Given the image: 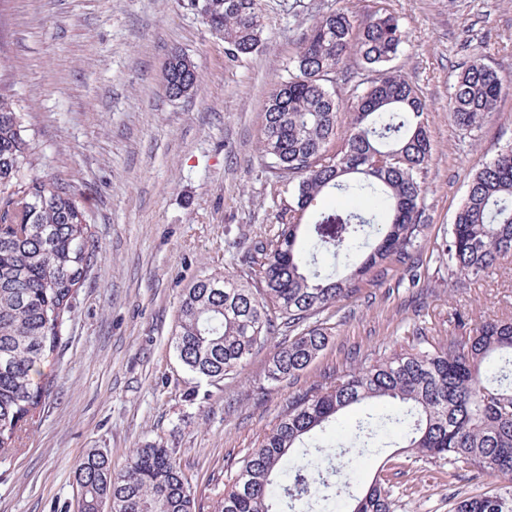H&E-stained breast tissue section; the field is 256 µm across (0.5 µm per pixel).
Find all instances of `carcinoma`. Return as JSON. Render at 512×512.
I'll list each match as a JSON object with an SVG mask.
<instances>
[{
  "instance_id": "carcinoma-1",
  "label": "carcinoma",
  "mask_w": 512,
  "mask_h": 512,
  "mask_svg": "<svg viewBox=\"0 0 512 512\" xmlns=\"http://www.w3.org/2000/svg\"><path fill=\"white\" fill-rule=\"evenodd\" d=\"M208 29L224 40L229 58L257 52V0H198ZM403 34L398 20L379 9L357 19L339 9L316 19L299 51L270 93L261 153L268 167L294 183L295 211L313 212L304 226L281 221L255 243L245 263L258 267L261 287L233 274L204 275L179 301L173 337L182 364L218 383L241 370L280 328L267 380L276 386L304 370L329 341L311 318L344 302L377 266L403 262L416 248L425 193L423 173L432 156L425 102L415 85L392 70ZM374 72L355 91L351 123L341 148L339 106L328 85L350 59ZM164 92L189 93L195 66L181 53L165 67ZM512 79L479 59L456 76L450 117L462 130L478 126ZM37 147L16 111L13 85L0 82V454L17 447L49 394L40 365L54 356L77 289L95 265L98 245L76 193L63 179L30 175ZM335 190L343 201L316 209ZM377 244L347 274L337 277L317 262L322 251L349 255L361 248L365 228ZM438 258L459 277L477 278L512 260V149L474 173ZM464 336L425 349L395 351L334 372L288 398L277 422L239 462L214 512H296L338 496L353 473L351 448L290 457L304 438L324 431L353 407H385L357 422L352 448L377 436L380 424L401 428L398 447L428 462L462 463L504 480L491 494L465 497L453 512H512V316L469 323ZM82 512H196L189 483L169 449L147 443L125 471L115 474L106 455L92 450L76 470ZM386 483L377 479L348 512H395Z\"/></svg>"
}]
</instances>
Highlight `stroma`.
Returning a JSON list of instances; mask_svg holds the SVG:
<instances>
[{"label":"stroma","mask_w":512,"mask_h":512,"mask_svg":"<svg viewBox=\"0 0 512 512\" xmlns=\"http://www.w3.org/2000/svg\"><path fill=\"white\" fill-rule=\"evenodd\" d=\"M262 45L231 60L189 0H0V79L39 146L36 176L79 197L99 255L78 290L63 345L42 371L52 387L18 451L0 456V512H76L79 464L91 450L125 470L136 448L173 452L196 499L213 512L239 458L277 421L291 395L350 362L457 335L512 314V263L457 284L438 249L477 166L512 148V90L479 126L456 127L448 104L474 59L512 75V0H259ZM385 9L406 42L393 67L427 104L432 160L424 226L410 265L368 275L351 302L320 314L331 336L298 376L268 389L270 348L213 385L188 372L172 344L184 288L202 275L248 269L228 252L271 237L293 187L266 167L265 104L315 19ZM198 80L177 100L162 89L173 51ZM390 430L354 459L346 494L314 512H346L376 478L397 512H450L456 495L496 489L471 469L414 461Z\"/></svg>","instance_id":"1"}]
</instances>
